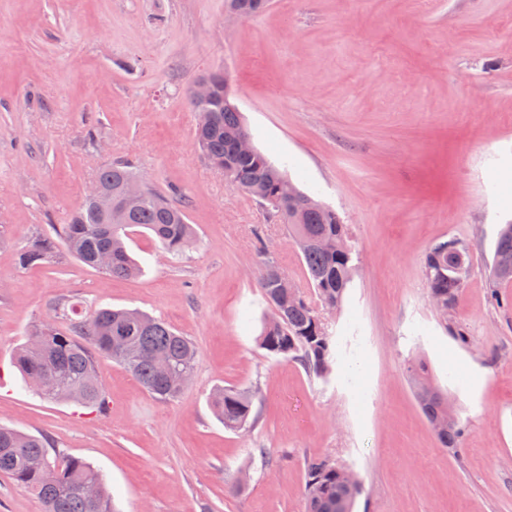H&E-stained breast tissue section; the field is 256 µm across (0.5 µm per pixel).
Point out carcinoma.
<instances>
[{
  "label": "carcinoma",
  "mask_w": 512,
  "mask_h": 512,
  "mask_svg": "<svg viewBox=\"0 0 512 512\" xmlns=\"http://www.w3.org/2000/svg\"><path fill=\"white\" fill-rule=\"evenodd\" d=\"M267 0H226L250 17L266 7ZM215 98L208 105L212 123L196 131L203 158L220 162L228 170L227 183L249 195L288 229L305 273L314 288L316 302L299 292L278 287L280 267L262 254L258 286L272 307L259 335V346L268 354L291 358L305 369L321 376L332 365L329 325L319 309L340 307L356 270L354 250L349 245L347 225L335 210L315 206L314 196L296 190L291 200L284 192L291 183L286 173L264 153L248 156L237 152L240 134L247 132L241 115L224 106V75L213 74ZM139 177L129 161L102 167L97 179L104 194L112 198V212H102L98 204L82 200L69 223L55 236H41L18 252V265L31 266L49 259L58 248L112 279L133 278L140 267L131 256L126 239L143 228L168 253L179 256L194 242L193 226L187 223L185 206L177 205L148 181L142 184L140 198L129 203L124 198L125 183ZM469 253L466 242L449 239L432 246L425 254L423 272L431 300L453 310L467 282V275L455 270L456 253ZM110 263L101 267V254ZM493 286L512 284V224L500 230L493 247L490 267ZM55 315L38 325L15 354L14 364L27 388L37 376H47L53 384L38 392L42 398L73 401L89 407L105 404V391L97 372L101 357L123 366L149 394L160 400L176 398L192 378L196 347L186 336L165 322L137 309L101 307L86 317L71 304H60ZM164 356L170 364L169 377L158 371L155 358ZM414 394L428 422L444 425L434 434L444 448L457 450L464 423L455 412L448 414V396L436 387L421 362L407 367ZM212 406L224 428L238 431L250 425L253 394L237 387L215 391ZM47 437L34 436L0 426V474L36 496L46 512H114L104 474L79 457L49 453ZM42 456L45 468L32 472L27 461ZM346 469L326 459L311 460L306 466L307 512H353L362 493L361 483L350 480ZM92 484L97 497H83L78 487Z\"/></svg>",
  "instance_id": "obj_1"
}]
</instances>
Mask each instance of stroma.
<instances>
[{
  "instance_id": "1",
  "label": "stroma",
  "mask_w": 512,
  "mask_h": 512,
  "mask_svg": "<svg viewBox=\"0 0 512 512\" xmlns=\"http://www.w3.org/2000/svg\"><path fill=\"white\" fill-rule=\"evenodd\" d=\"M216 72L254 145L336 209L360 255L326 316L325 377L258 345L260 248L313 290L284 226L197 149L188 91ZM120 159L188 197L194 244L175 257L132 235L131 280L63 251L19 267ZM511 220L512 0H269L239 21L224 0H0V423L100 468L115 512H305L314 458L357 475L354 512H512V287L489 279ZM450 238L470 274L444 315L423 262ZM67 301L190 338L181 395L158 400L109 359L105 413L28 391L14 352ZM415 359L460 413L457 452L416 402ZM227 386L256 392L237 432L211 408Z\"/></svg>"
}]
</instances>
